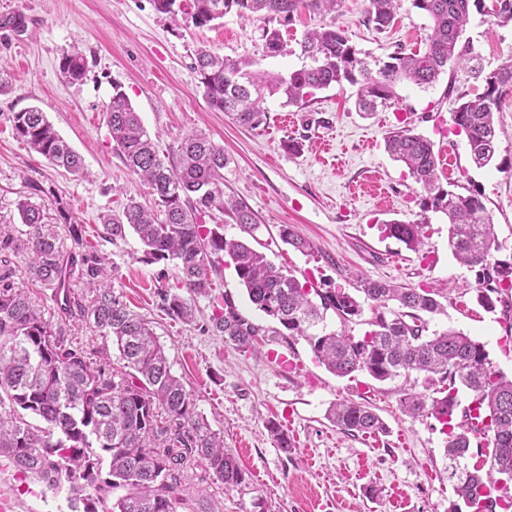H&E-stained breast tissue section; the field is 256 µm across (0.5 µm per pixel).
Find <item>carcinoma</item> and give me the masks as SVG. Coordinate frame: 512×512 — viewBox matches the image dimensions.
I'll return each mask as SVG.
<instances>
[{
  "instance_id": "cac0c4a2",
  "label": "carcinoma",
  "mask_w": 512,
  "mask_h": 512,
  "mask_svg": "<svg viewBox=\"0 0 512 512\" xmlns=\"http://www.w3.org/2000/svg\"><path fill=\"white\" fill-rule=\"evenodd\" d=\"M155 9L176 17L182 13L198 26L234 11L241 17L260 16L284 26L305 10L325 17L338 11L342 0H152ZM366 21L379 31L395 19L398 0H366ZM429 18L432 33L423 50L397 51L387 61L359 56L335 26L307 30L299 42L306 63L286 76L257 68L254 60L230 59L210 49L197 52L198 73L208 105L239 124L257 128L267 118L266 97L279 95L288 106L303 105L313 91L348 83L357 87L356 109L375 112L388 107L396 86L408 81L427 88L448 66H469L484 82L473 99L457 96L452 113L455 130L465 135L473 164L484 168L493 160L499 129L494 113L503 89L512 87V59L484 72L480 55L463 35L470 21L471 0H412ZM497 23L512 22V0H495ZM1 30L28 31L21 11L0 15ZM265 53L283 51L280 29L263 31ZM60 71L71 81L88 71L86 58L66 53ZM105 121L112 142L126 166L146 185L153 200L147 207L131 199L121 212L106 213L102 224L112 243L133 231L151 262L174 264L185 293L160 289L161 307L184 322L194 319L197 300L212 297V273L226 256L249 302L277 322L278 336L288 332L304 339L317 362L337 377L357 371L380 381L416 374L425 391L407 392L403 410L434 417L449 428L445 456L448 480L457 498L477 512H496L512 501L501 484L502 468H512V377L494 369L484 344L454 329L429 331L428 315L442 311L437 293L365 280L363 300L339 288L311 290L291 273L274 265L245 241L226 239L202 224L212 208L228 213L243 232L253 235L259 221L242 203L224 198V147L203 134L191 133L179 144L176 162L160 156L144 131L140 117L121 85H112ZM15 134L54 167L84 174L82 156L70 146L38 107L13 116ZM387 152L403 162L424 192L425 212L448 218V248L453 257L475 272L478 302L494 311L493 295L512 288V262L494 259L498 241L494 224L479 195L444 188L437 174L434 143L409 127L390 130ZM27 230L20 235L0 229V458L20 477L32 478L52 490L66 483L71 512H178L184 498L187 459L205 461L226 488L244 482L236 457L224 448V438L197 412L163 345L149 324L131 313L113 295L103 260L84 249L78 228L70 229L74 247L67 251L57 236L43 229L40 208L28 201L18 207ZM427 220L392 222L383 233L411 250L424 244ZM282 241L307 253L310 243L288 224L280 226ZM49 288L65 289L58 309L78 314L112 341L129 380L117 383L112 371L89 360L83 349L58 333L43 310L14 286L16 273ZM92 289L82 304L72 282ZM318 300H313L312 296ZM373 310L370 329L359 338L324 326L332 310L344 320ZM212 331L241 349H251L262 328L244 317L229 296L214 305ZM472 400L453 423L459 387ZM329 421L351 435L384 433V421L367 405L333 404ZM484 440L490 469L469 467L471 437ZM108 461V472L101 464ZM116 490L123 491L113 497Z\"/></svg>"
}]
</instances>
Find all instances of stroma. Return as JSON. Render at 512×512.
Returning a JSON list of instances; mask_svg holds the SVG:
<instances>
[{"instance_id": "35a3bbf8", "label": "stroma", "mask_w": 512, "mask_h": 512, "mask_svg": "<svg viewBox=\"0 0 512 512\" xmlns=\"http://www.w3.org/2000/svg\"><path fill=\"white\" fill-rule=\"evenodd\" d=\"M481 0L465 36L490 71L512 56V24L495 25ZM365 0H344L334 23L367 60H387L397 48L425 46L431 27L411 0H400L392 27L379 32L365 22ZM20 11L29 18L30 36L0 34V68L8 87L0 93V226L21 225L20 201L40 205L43 222L71 244L78 229L87 250L102 257L112 294L153 325L173 369L197 410L224 435L237 458L241 486L228 489L204 461H189L188 495H206L219 512H450L455 502L444 456L447 435L434 418L413 417L400 406V381L378 382L362 372L339 378L315 361L298 337L271 335L274 323L249 302L233 267L213 275V294L231 296L240 313L266 329L254 351L208 331L212 313L199 299L193 323L167 316L157 289H181L175 267L150 262L136 234L111 244L100 216L121 211L128 198L149 203L147 189L114 149L104 118L113 84H120L161 154L173 156L182 139L202 132L223 146L224 192L258 217L252 243L303 283L355 293L359 280L390 281L410 288L447 289L443 310L430 329L454 328L484 344L495 369L512 374V290L503 292L495 311L476 301L475 275L448 249L447 219L423 213L422 192L404 163L392 159L384 138L410 124L435 144L441 184L479 194L495 226L498 258L512 257V89L501 97L495 121L503 135L494 162L482 169L470 162L465 135L456 133L451 113L459 93L483 90L466 71L440 76L429 88L405 82L391 107L367 116L354 108L351 85L314 92L308 106L285 105L267 97V120L251 129L211 109L193 68L197 50L256 60L261 70L288 74L303 64L299 42L316 17L295 16L282 27L284 51L266 56L259 19L230 12L198 27L158 12L152 0H0V14ZM81 52L88 72L79 82L59 70L62 55ZM37 106L56 131L84 158L86 176L55 169L16 137L13 115ZM301 141L288 151V139ZM428 217L420 251L382 236L381 225ZM294 225L312 254L284 244L281 225ZM16 285L41 306L46 318L94 361L109 363L116 382L126 374L109 339L79 318H60L51 292L18 276ZM354 400L369 406L389 428L379 436L350 435L332 425L333 403ZM277 420L296 443L278 448L266 429ZM0 485L10 488L15 512H70L66 490L35 484L26 492L15 472L0 465ZM377 486L381 499L364 495Z\"/></svg>"}]
</instances>
